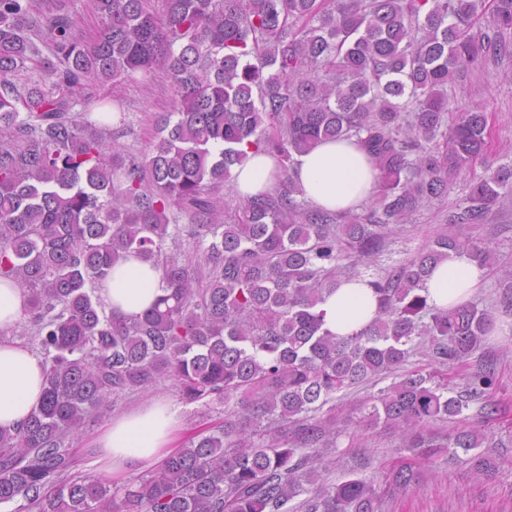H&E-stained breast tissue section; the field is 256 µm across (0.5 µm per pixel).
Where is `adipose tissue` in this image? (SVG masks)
I'll return each mask as SVG.
<instances>
[{
	"label": "adipose tissue",
	"instance_id": "1",
	"mask_svg": "<svg viewBox=\"0 0 512 512\" xmlns=\"http://www.w3.org/2000/svg\"><path fill=\"white\" fill-rule=\"evenodd\" d=\"M280 172L278 160L264 152H249L232 171L237 197L246 198L273 188ZM304 198L312 205L343 211L358 208L377 187V171L355 140L326 141L298 155L293 168ZM486 278L485 268L467 254H451L439 262L425 282L428 302L450 308L467 301ZM163 272L136 254L124 255L112 267L99 295L107 309L124 316L142 314L163 294ZM327 329L352 336L377 315L378 300L366 278L341 283L320 305ZM28 296L8 279L0 278V429L21 427L43 398L45 360L31 348L11 341L9 333L23 320ZM180 428L169 401L143 404L112 420L92 442L93 464L110 479L123 477L162 461L174 451Z\"/></svg>",
	"mask_w": 512,
	"mask_h": 512
}]
</instances>
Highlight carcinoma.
<instances>
[{"instance_id": "cac0c4a2", "label": "carcinoma", "mask_w": 512, "mask_h": 512, "mask_svg": "<svg viewBox=\"0 0 512 512\" xmlns=\"http://www.w3.org/2000/svg\"><path fill=\"white\" fill-rule=\"evenodd\" d=\"M91 0L89 37L70 0H0V277L28 294V340L44 356L39 409L0 430V505L13 512H381L374 482L323 476L344 433L337 392L395 374L419 346L448 369L400 377L362 406L430 458L459 452L478 476L497 468L485 425L452 422L497 398L484 351L489 308L439 309L422 295L433 267L496 251L467 230L512 195V163L469 185L448 231L369 281L378 316L355 336L324 328L318 305L383 250L393 224L448 194L486 150L489 115L448 83L505 52L512 0ZM39 38L51 57H40ZM36 70V79L13 78ZM156 72L171 109L138 157L109 147L108 125L75 118V91ZM356 139L378 171L365 217L310 208L295 156ZM275 155L274 188L224 201L247 150ZM187 223H179V219ZM202 253L180 257L183 239ZM173 246L175 251L168 250ZM134 252L163 270L165 294L139 316L107 313L96 290ZM476 359L477 368L461 369ZM169 380L183 399L224 406L150 473L122 487L78 472L76 432L117 401ZM399 487L418 471L391 474Z\"/></svg>"}]
</instances>
